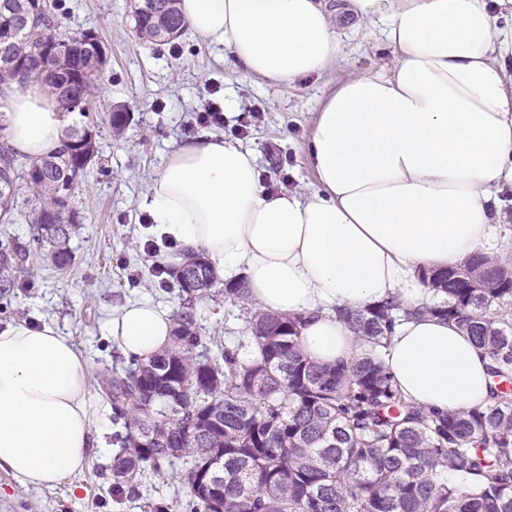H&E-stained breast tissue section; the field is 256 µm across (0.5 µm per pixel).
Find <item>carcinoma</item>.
<instances>
[{
	"mask_svg": "<svg viewBox=\"0 0 512 512\" xmlns=\"http://www.w3.org/2000/svg\"><path fill=\"white\" fill-rule=\"evenodd\" d=\"M180 0H138L141 39L165 43L187 25ZM0 82L9 65L29 63L26 80L67 99L66 112L100 98L106 67L57 34L56 8L37 0H0ZM43 40L57 52L41 70ZM130 120L108 122L122 138ZM95 157L92 134L65 129L62 147L39 161L0 151V215L29 192L38 200L31 241L41 259L64 269L80 224L74 187ZM20 246L0 242V294L18 287ZM187 306L174 315L170 345L147 361L112 373L107 398L125 433L112 457L113 489L138 492L146 470L161 476L176 461L190 512H512V265L474 255L462 265L422 276L440 300L423 311L467 332L490 360L494 386L483 405L448 412L407 402L386 371L400 308L386 304L344 313L360 352L320 365L300 345L303 317L250 311L253 349L240 356L201 335L192 302L209 296L217 276L199 255L176 272ZM147 448L132 444L142 435Z\"/></svg>",
	"mask_w": 512,
	"mask_h": 512,
	"instance_id": "obj_1",
	"label": "carcinoma"
}]
</instances>
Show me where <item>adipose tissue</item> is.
<instances>
[{"instance_id":"obj_1","label":"adipose tissue","mask_w":512,"mask_h":512,"mask_svg":"<svg viewBox=\"0 0 512 512\" xmlns=\"http://www.w3.org/2000/svg\"><path fill=\"white\" fill-rule=\"evenodd\" d=\"M379 18L389 70L331 87L309 139L316 186L272 193L256 152L210 130L165 158L142 205L180 268L204 255L226 284L274 314L302 315L301 345L319 364L359 345L345 310L433 296L421 270L500 256L495 188L512 184V16L489 0H351ZM188 28L265 81L322 75L343 52L321 0H182ZM69 116L41 86L0 85V138L43 158ZM169 308L127 303L103 329L125 357L165 349ZM408 401L437 412L485 403L487 366L473 340L429 314L400 319L384 351ZM89 357L50 322L0 326V471L52 487L87 463L100 411Z\"/></svg>"}]
</instances>
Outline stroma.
<instances>
[{"label": "stroma", "mask_w": 512, "mask_h": 512, "mask_svg": "<svg viewBox=\"0 0 512 512\" xmlns=\"http://www.w3.org/2000/svg\"><path fill=\"white\" fill-rule=\"evenodd\" d=\"M324 2L337 14L344 55L323 75L288 87L233 66L225 48L189 31L164 45L137 39L130 0H66L62 29L95 31L109 59L103 94L86 118L96 134L97 152L72 198L82 228L70 242V268L58 270L30 258L20 288L0 297V324L55 323L90 358V393L100 408L112 407L101 389L102 377L128 363L104 336V321L131 300L148 298L174 311L182 306L174 280H161L154 271L170 246L155 239L141 201L164 157L187 139L186 128L194 124L197 112L212 98L235 102L223 134L232 138L236 127H245V135L237 137L256 151L265 187L309 191L316 186L307 162L309 135L328 87L390 66L392 52L379 22L352 12L348 0ZM214 85L219 88L215 94L210 91ZM117 107L132 115L119 140L107 122ZM244 308V303L220 295L195 304L203 335L246 356L252 344ZM116 430L112 420H105L85 470L56 487L24 485L0 471V512H150L155 503L174 506L186 501L176 466L162 478L144 473L138 494L113 491Z\"/></svg>", "instance_id": "1"}]
</instances>
